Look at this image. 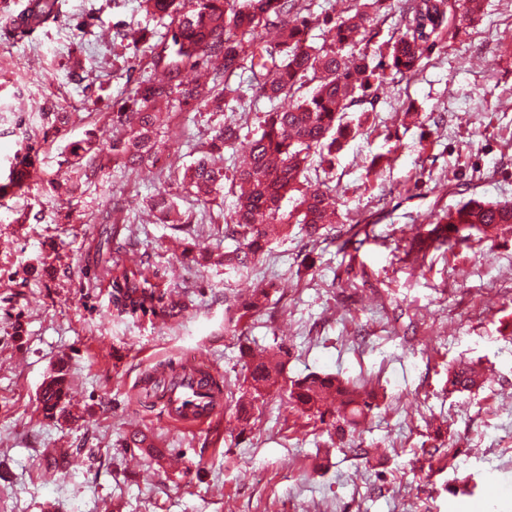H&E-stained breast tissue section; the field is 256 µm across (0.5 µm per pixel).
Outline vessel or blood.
Wrapping results in <instances>:
<instances>
[{
	"instance_id": "1",
	"label": "vessel or blood",
	"mask_w": 512,
	"mask_h": 512,
	"mask_svg": "<svg viewBox=\"0 0 512 512\" xmlns=\"http://www.w3.org/2000/svg\"><path fill=\"white\" fill-rule=\"evenodd\" d=\"M142 394L159 402L166 415L185 425H204L222 412L223 389L209 370L185 367L171 375L149 374L139 384Z\"/></svg>"
}]
</instances>
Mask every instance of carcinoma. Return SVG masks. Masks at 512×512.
Here are the masks:
<instances>
[{"label": "carcinoma", "instance_id": "carcinoma-1", "mask_svg": "<svg viewBox=\"0 0 512 512\" xmlns=\"http://www.w3.org/2000/svg\"><path fill=\"white\" fill-rule=\"evenodd\" d=\"M383 2L362 0L354 14L324 19L322 42L316 44L309 39V20L293 12L291 0H141L147 13L170 18L162 48L153 60L154 72L163 79L138 83L120 110L112 113V137H89L72 145L66 190L73 193L91 182L97 160L104 154L132 170L155 165V135L169 112L194 104L211 112L224 111L228 95L238 93L229 86L231 76L247 70L258 96L270 103L294 95L306 84L313 88L288 108L273 106L265 112L261 133L252 139H241L240 128L230 124L214 127L204 149L185 168L180 187L198 202H217L227 176L214 156L237 145L245 151L246 161L231 181L237 203L221 227L224 236L239 242L235 251L224 254L228 267H247L292 221L303 225L308 235L318 234L332 223L334 211L329 206V190L319 186L301 190L311 153L331 166L336 152L362 125L348 120V112L371 95L386 72L414 75L432 47L431 37L444 23L436 15L445 0H422V30L416 31L414 20H409L406 30L375 63L365 52L353 49L373 36ZM24 15L46 25L57 17L56 0H36ZM270 23L276 24L279 38L263 45L257 40L258 29ZM25 189L27 183L11 172L0 182V198ZM296 192L300 197L295 209L284 212L283 202ZM151 207L168 217L177 216L180 224L189 223L166 192L155 197ZM506 224H512V204L470 199L439 217L418 245L414 260L434 243L441 248L474 236L490 239ZM104 277L112 288L113 305L121 313L165 321L182 312L171 285L154 281L140 265L119 255L105 267ZM268 295L267 288L255 289L229 323L263 308ZM242 355L249 358L245 363L248 388L239 398L237 420L247 425L254 403L278 383L284 362L277 352L258 359L248 350ZM480 387V373L468 363L461 361L448 368V389L470 392ZM67 391L64 373L49 377L41 390L42 411L50 417L68 414ZM288 400L322 423L327 414H333L331 426L342 434L366 418L375 395L338 376L310 373L291 382Z\"/></svg>", "mask_w": 512, "mask_h": 512}]
</instances>
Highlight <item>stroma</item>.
<instances>
[{
    "label": "stroma",
    "mask_w": 512,
    "mask_h": 512,
    "mask_svg": "<svg viewBox=\"0 0 512 512\" xmlns=\"http://www.w3.org/2000/svg\"><path fill=\"white\" fill-rule=\"evenodd\" d=\"M413 5L381 10L369 54L386 52ZM58 10L31 36L0 23V179L25 138L39 167L55 171L88 133L111 136L113 111L151 75L168 25L140 0H58ZM433 39L414 76L387 74L350 112L362 126L332 168L309 170L336 199L335 223L313 238L291 225L248 269H202L171 248L237 246L217 233L233 194L209 208L177 183L215 124L258 134L270 104L241 71L231 83L243 91L223 113L170 112L159 143L168 166L132 172L106 158L73 197L36 180L0 199V512H512V337L500 333L512 320V225L406 257L413 238L469 199L512 203V0H483L480 14ZM50 112L70 119L47 138ZM380 154L389 163L374 178ZM161 192L189 224L151 211ZM117 250L184 288L186 310L163 322L117 314L98 283ZM256 288L269 289L266 306L226 331ZM245 345L284 347L285 378L336 374L377 391V405L341 439L277 385L241 427ZM188 359L224 387L221 415L204 426L171 421L137 388L148 370ZM458 360L481 364L482 388L449 392ZM59 369L67 419L46 417L39 402ZM134 427L165 461L128 445ZM61 453L66 464L49 471Z\"/></svg>",
    "instance_id": "1"
}]
</instances>
